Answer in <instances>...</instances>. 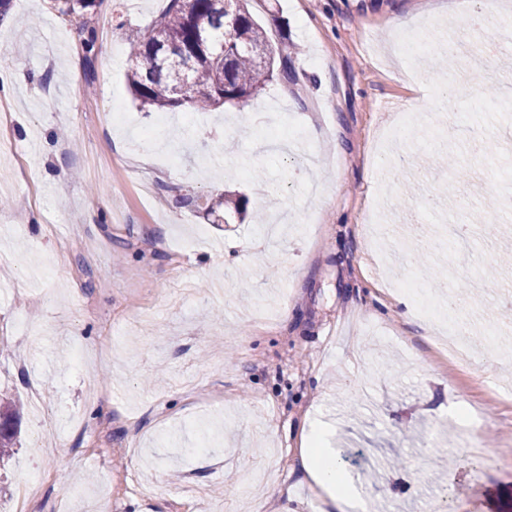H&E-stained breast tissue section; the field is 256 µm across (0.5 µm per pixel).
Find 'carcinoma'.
<instances>
[{"mask_svg": "<svg viewBox=\"0 0 512 512\" xmlns=\"http://www.w3.org/2000/svg\"><path fill=\"white\" fill-rule=\"evenodd\" d=\"M60 12L82 19L83 47L91 53L96 42L95 20L104 0H58ZM252 0H231L236 15L230 19L223 0H168L164 14L151 31L127 36L130 67L127 80L134 99L148 110H165L180 106L175 90L190 83L185 107L207 110L225 103L246 104L267 82L278 79L288 83L294 78L292 57L288 49L275 48L266 30L251 12ZM207 28L218 51L194 54L197 25ZM177 36L181 51L164 64L152 62L154 53ZM227 51H221L224 44ZM247 201L241 196H209L205 208L211 214L224 211V218L235 213L243 216ZM20 400L12 395L0 397V459L10 455L18 424Z\"/></svg>", "mask_w": 512, "mask_h": 512, "instance_id": "obj_1", "label": "carcinoma"}]
</instances>
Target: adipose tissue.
<instances>
[{
	"instance_id": "adipose-tissue-1",
	"label": "adipose tissue",
	"mask_w": 512,
	"mask_h": 512,
	"mask_svg": "<svg viewBox=\"0 0 512 512\" xmlns=\"http://www.w3.org/2000/svg\"><path fill=\"white\" fill-rule=\"evenodd\" d=\"M322 431L309 429L301 438L300 457L306 476L326 494L337 512H344L350 497L345 489L347 480L336 454L324 446Z\"/></svg>"
}]
</instances>
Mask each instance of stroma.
Returning a JSON list of instances; mask_svg holds the SVG:
<instances>
[{"mask_svg":"<svg viewBox=\"0 0 512 512\" xmlns=\"http://www.w3.org/2000/svg\"><path fill=\"white\" fill-rule=\"evenodd\" d=\"M426 2L255 0L295 82L164 125L124 32L167 0H104L90 59L54 0H10L0 394L24 411L1 502L33 474L28 512H336L299 464L313 425L370 512L512 501V0ZM415 27L421 74L391 54ZM220 193L243 221L207 219ZM205 208L211 214H216L218 211L223 210L224 207V223H228V218L234 212L242 218L246 212L247 201L242 196H209L205 199Z\"/></svg>","mask_w":512,"mask_h":512,"instance_id":"35a3bbf8","label":"stroma"}]
</instances>
